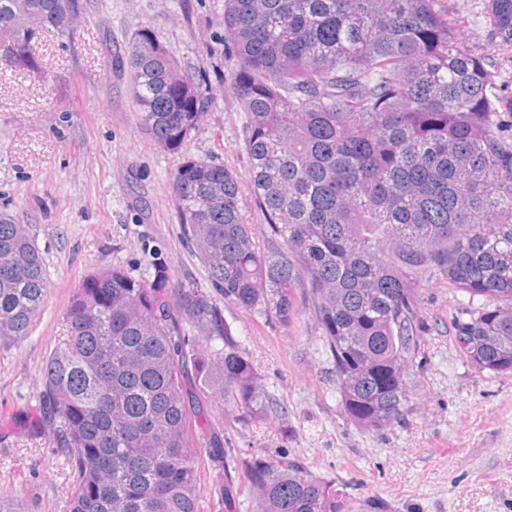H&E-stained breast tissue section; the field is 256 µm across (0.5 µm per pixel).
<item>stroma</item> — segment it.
Instances as JSON below:
<instances>
[{
  "label": "stroma",
  "instance_id": "stroma-1",
  "mask_svg": "<svg viewBox=\"0 0 512 512\" xmlns=\"http://www.w3.org/2000/svg\"><path fill=\"white\" fill-rule=\"evenodd\" d=\"M462 40L487 39V0H449ZM150 30L209 100L188 155L250 180L246 117L233 98L224 41V0H87L69 44L44 38L45 74L0 76V216L28 225L52 290L29 336L0 351V496L27 512H63L69 471L35 412L42 367L63 334V313L96 268L120 265L148 276L166 264L206 283L207 272L175 218L172 173L179 162L142 134L126 56ZM425 358L405 423L364 431L338 404L331 365L306 317L290 326L225 305L224 317L279 409L241 426L214 411L233 456L254 451L299 458L354 499L394 512H512V373L478 371L461 354L456 324L484 307L446 283L421 290Z\"/></svg>",
  "mask_w": 512,
  "mask_h": 512
}]
</instances>
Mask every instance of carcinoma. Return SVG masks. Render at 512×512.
Listing matches in <instances>:
<instances>
[{
    "instance_id": "obj_1",
    "label": "carcinoma",
    "mask_w": 512,
    "mask_h": 512,
    "mask_svg": "<svg viewBox=\"0 0 512 512\" xmlns=\"http://www.w3.org/2000/svg\"><path fill=\"white\" fill-rule=\"evenodd\" d=\"M84 0H0L13 67L38 71L42 38H76ZM487 48L512 52V0H488ZM448 0H224L230 83L247 117L246 223L233 170L182 157L172 196L210 287L160 265L147 278L112 265L88 275L48 356L39 419L73 473L65 512H388L352 502L299 459L238 462L223 429L194 433L216 404L261 424L272 400L214 294L286 326L311 322L336 395L360 428L410 413L424 356L421 285L444 282L489 307L457 324L481 371L512 370V94L468 48ZM141 130L179 153L206 99L149 30L127 53ZM51 290L24 224L0 217V349L24 341ZM192 371L215 394L182 384Z\"/></svg>"
}]
</instances>
